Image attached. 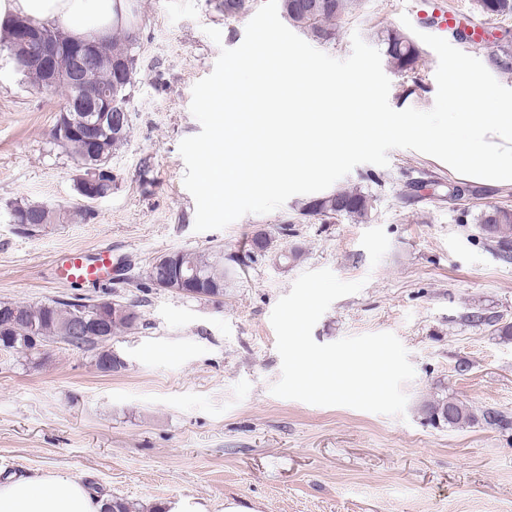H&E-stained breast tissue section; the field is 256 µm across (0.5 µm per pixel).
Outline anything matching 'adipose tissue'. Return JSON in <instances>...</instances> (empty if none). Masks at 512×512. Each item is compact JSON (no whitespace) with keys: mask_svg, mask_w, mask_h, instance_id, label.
<instances>
[{"mask_svg":"<svg viewBox=\"0 0 512 512\" xmlns=\"http://www.w3.org/2000/svg\"><path fill=\"white\" fill-rule=\"evenodd\" d=\"M14 15L58 19L76 36L107 34L127 23V0H0V21ZM107 497L66 474L0 481V512H105Z\"/></svg>","mask_w":512,"mask_h":512,"instance_id":"1","label":"adipose tissue"}]
</instances>
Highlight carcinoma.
<instances>
[{
    "label": "carcinoma",
    "mask_w": 512,
    "mask_h": 512,
    "mask_svg": "<svg viewBox=\"0 0 512 512\" xmlns=\"http://www.w3.org/2000/svg\"><path fill=\"white\" fill-rule=\"evenodd\" d=\"M250 0H220L219 7L224 18L235 19L245 14ZM358 0H280L282 17L288 24L299 29L317 43L333 39L334 22L356 11ZM479 11L488 18L511 17L512 0H477ZM13 19H8L5 36L0 38V53H6L21 80L33 87H39L44 79L42 71L34 67H25L20 59L26 55V49L13 41L11 28ZM384 47V53L390 63L404 75L419 74L422 65V52L419 46L398 29H388L376 34ZM137 34L134 26L115 28L104 37L99 46L100 52L112 58V70H101L96 80L107 86L117 79L120 82V95L131 96L137 75L135 54ZM67 126V116L60 115L50 132L54 144L67 150L75 159L84 156L82 141L78 137L63 134ZM130 124H125L119 136L102 135L104 156L112 158V153L127 140ZM374 196L361 189L334 190L305 201L298 208V215L304 218L316 217L329 221L336 217H347L356 222L369 220L373 209ZM86 216L85 206L76 203L72 206H49L45 204L16 202L11 205L10 218L14 224H52L79 223ZM480 230L485 239L497 243L503 248L505 258L512 257V209L498 203L486 202L477 217ZM186 263L200 273L206 287L215 296L224 295V288L238 275V270L224 261V249L212 246L203 251L180 252ZM79 315H91L87 306L66 298L48 302L24 304L12 301H0V352L17 355L25 359L38 358L45 354L51 344H64L74 349L94 354L96 365L112 360V346L107 340L85 338L68 340L64 338V327ZM141 320L132 321L127 317L116 316L109 322V336L127 334L138 328ZM425 419L433 424H446L458 427L482 420L492 428L512 429V417L497 410L488 409L476 416L466 405L453 397L442 398L423 405Z\"/></svg>",
    "instance_id": "carcinoma-1"
}]
</instances>
